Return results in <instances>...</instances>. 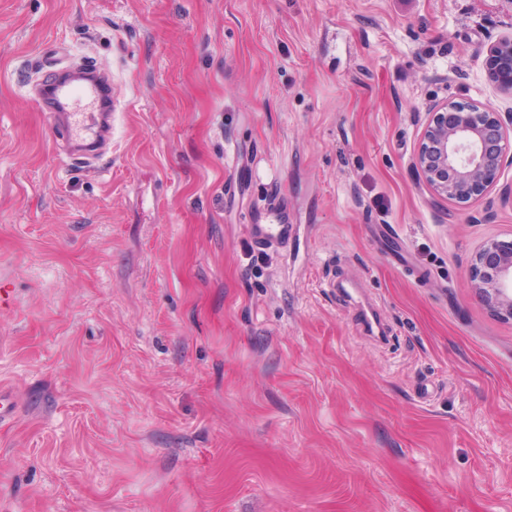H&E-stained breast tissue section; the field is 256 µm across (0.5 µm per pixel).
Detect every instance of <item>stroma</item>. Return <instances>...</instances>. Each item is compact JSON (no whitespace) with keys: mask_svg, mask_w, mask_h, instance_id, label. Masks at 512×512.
<instances>
[{"mask_svg":"<svg viewBox=\"0 0 512 512\" xmlns=\"http://www.w3.org/2000/svg\"><path fill=\"white\" fill-rule=\"evenodd\" d=\"M512 0H0V512H512V320L428 108L512 111ZM112 80L81 168L32 88ZM279 198L287 252L247 226ZM486 54L489 81L500 91L512 95V36L488 44ZM472 288L490 312L512 320V239L484 243L470 269ZM510 288H506V283Z\"/></svg>","mask_w":512,"mask_h":512,"instance_id":"1","label":"stroma"}]
</instances>
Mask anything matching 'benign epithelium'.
<instances>
[{"instance_id":"1","label":"benign epithelium","mask_w":512,"mask_h":512,"mask_svg":"<svg viewBox=\"0 0 512 512\" xmlns=\"http://www.w3.org/2000/svg\"><path fill=\"white\" fill-rule=\"evenodd\" d=\"M487 77L512 95V36L486 47ZM413 168L440 198L465 204L482 196L512 163V113L446 101L429 109ZM472 288L493 314L512 320V239L484 243L470 269Z\"/></svg>"}]
</instances>
